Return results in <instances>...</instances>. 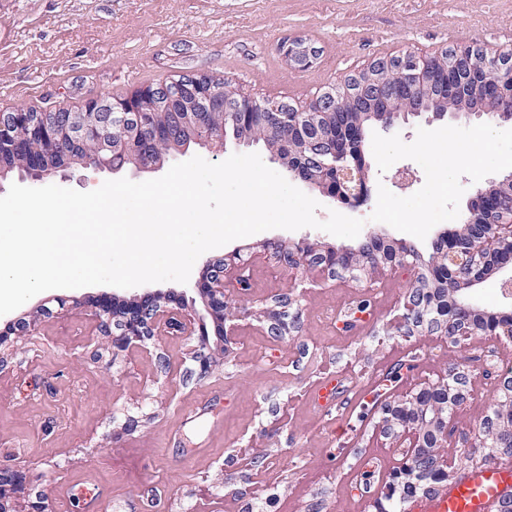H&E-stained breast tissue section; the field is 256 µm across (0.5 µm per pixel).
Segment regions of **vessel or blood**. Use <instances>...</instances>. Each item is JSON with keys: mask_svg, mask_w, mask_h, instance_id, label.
Masks as SVG:
<instances>
[{"mask_svg": "<svg viewBox=\"0 0 512 512\" xmlns=\"http://www.w3.org/2000/svg\"><path fill=\"white\" fill-rule=\"evenodd\" d=\"M512 495V462L462 469L448 486L410 502L408 512H498Z\"/></svg>", "mask_w": 512, "mask_h": 512, "instance_id": "vessel-or-blood-1", "label": "vessel or blood"}]
</instances>
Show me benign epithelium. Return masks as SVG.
<instances>
[{"label":"benign epithelium","instance_id":"obj_1","mask_svg":"<svg viewBox=\"0 0 512 512\" xmlns=\"http://www.w3.org/2000/svg\"><path fill=\"white\" fill-rule=\"evenodd\" d=\"M283 54L309 64L313 48L301 42L284 44ZM176 114L172 130L167 132L165 149L154 152L145 141L157 116ZM344 112H358L384 130H391L410 116H426V122L443 121L487 114L499 122L512 123V53L494 54L481 47L464 46L434 57L409 52L379 60L339 85L329 86L315 100L301 106L286 101L271 104L241 95L207 76L185 75L157 87H145L133 95L115 101L89 103L83 110L60 109L41 114L20 108L0 113V179L15 171L33 181L44 182L60 170L74 164H92L118 170L131 166L138 171L158 169L169 155L183 153L190 145L222 148L227 141L237 144L253 142V129L261 127V136L272 143L271 153L295 179L319 191L323 196L344 204L359 206L370 195L368 166L354 162L336 167L325 162L328 156L347 155L356 150L364 156L367 127L362 122L348 126L339 121ZM241 114L234 123L238 132L226 131L224 116ZM465 225L448 238L440 262L457 283L449 303L448 315L442 317L448 328V340L465 345L477 336L512 339L509 323H488L474 318L463 319L460 310L473 311L467 290L485 278L487 262L496 260L495 268L512 264V173L477 192L470 201ZM296 246L293 268L310 274L335 269L336 257H343V269L352 268L349 249L325 252L323 261L311 263ZM241 268L237 255L210 263L196 283L205 299V313H184L182 308L168 307L151 295L135 297L136 308L120 319L112 315V301L99 304L96 316L100 327L112 336V353L147 350V341L169 330L194 341L186 355L195 363L198 378L210 369L207 354L210 336L206 320L221 324L224 346L237 335L238 310L244 294L227 290ZM435 299L428 301L407 294L399 326L409 324L417 313L427 311ZM270 334H292L298 315L288 313V305L274 304L265 311ZM448 390V410L461 404L467 396L465 387L452 381ZM427 406L417 395L393 400L383 407L378 428L388 437H404L401 427L419 424ZM488 414L498 416L496 428L488 433L485 446H500L498 436L512 437V392L501 389V396ZM411 455L388 477V494L410 476ZM0 512H51L48 499L34 494L28 487L26 472L21 468H0Z\"/></svg>","mask_w":512,"mask_h":512}]
</instances>
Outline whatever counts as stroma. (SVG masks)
I'll return each instance as SVG.
<instances>
[{
	"label": "stroma",
	"instance_id": "obj_1",
	"mask_svg": "<svg viewBox=\"0 0 512 512\" xmlns=\"http://www.w3.org/2000/svg\"><path fill=\"white\" fill-rule=\"evenodd\" d=\"M301 40L316 55L308 67L279 51ZM512 49V0H6L0 7V112L81 110L93 99L129 97L181 75L209 76L256 99L302 105L327 86L370 64L413 52L433 55L458 46ZM453 133L460 142L488 134L495 161L448 160L421 143ZM371 196L351 207L320 198L315 215L330 211L365 220L386 238L429 256L440 234L457 229L478 190L512 173V126L488 116L434 123L413 117L389 131L371 130L364 146ZM259 154L282 166L260 143L198 145L169 164L198 155L211 163ZM450 171L441 184L442 171ZM156 170L116 171L78 164L57 173L55 185L91 191L122 177L159 178ZM354 248L327 232L273 229L209 250L187 283L136 289L97 285L40 293L0 316V331L16 335L0 346V466L20 467L33 492L48 493L54 512H246L266 497L275 512H358L353 477L369 450L387 455L359 386L378 381L381 397L400 398L463 371L470 395L455 407L468 443L449 439L439 458L473 469L489 464L480 426L499 396V378L512 371V343L480 336L459 348L441 333L403 335L395 318L414 272L393 264L375 274L305 284L304 274L266 250ZM237 253L250 275L240 330L231 345L210 341V370L185 378L190 343L158 336L145 352L113 355L111 339L92 318L103 299L152 294L179 300L190 312L204 303L195 283L210 261ZM296 294L298 333L266 335L263 312L276 295ZM371 312L347 333L338 320L360 300ZM496 353L493 375L476 356ZM414 357L407 377L386 387L380 368L393 355ZM346 389L338 409L321 408L316 389L326 377ZM349 429L342 462L327 459L338 426Z\"/></svg>",
	"mask_w": 512,
	"mask_h": 512
}]
</instances>
